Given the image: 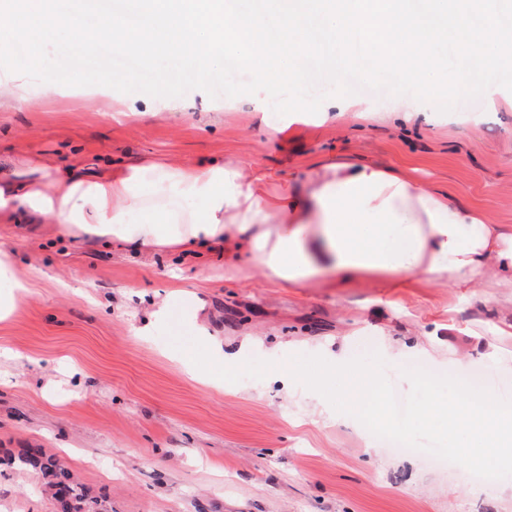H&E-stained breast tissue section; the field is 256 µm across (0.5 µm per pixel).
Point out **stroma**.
Masks as SVG:
<instances>
[{
	"mask_svg": "<svg viewBox=\"0 0 512 512\" xmlns=\"http://www.w3.org/2000/svg\"><path fill=\"white\" fill-rule=\"evenodd\" d=\"M191 107L169 98L116 119L118 91L59 86L44 96L27 83L25 102L0 111V158L43 157L80 167L137 163L154 156L199 163L252 157L286 172L319 156L357 155L448 189L493 224L512 225V108L461 102L451 120L429 125L348 116L267 139L265 93L210 98L194 89ZM29 292L0 321V512H56L37 474L3 465L23 448L61 457L112 512H512V477L480 479L464 467H435L431 455L391 452L367 428L351 430L334 409L318 411L299 383L246 377L215 389L200 384L181 352L153 326L155 304L186 330L198 310L225 355L246 336L251 356L379 352L399 397L406 367L465 375L512 397V337L500 335L512 290L481 288L278 287L230 270L224 256L198 260L161 249L142 256L100 239L76 241L54 224L0 227ZM183 278L175 293L174 275ZM434 339L433 355L407 354ZM469 357L466 367L456 361Z\"/></svg>",
	"mask_w": 512,
	"mask_h": 512,
	"instance_id": "35a3bbf8",
	"label": "stroma"
}]
</instances>
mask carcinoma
I'll return each instance as SVG.
<instances>
[{"mask_svg": "<svg viewBox=\"0 0 512 512\" xmlns=\"http://www.w3.org/2000/svg\"><path fill=\"white\" fill-rule=\"evenodd\" d=\"M11 463L39 472L59 512H112L107 500L91 495L64 462L53 455L38 448H28L12 458Z\"/></svg>", "mask_w": 512, "mask_h": 512, "instance_id": "cac0c4a2", "label": "carcinoma"}]
</instances>
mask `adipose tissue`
Wrapping results in <instances>:
<instances>
[{
  "label": "adipose tissue",
  "instance_id": "obj_1",
  "mask_svg": "<svg viewBox=\"0 0 512 512\" xmlns=\"http://www.w3.org/2000/svg\"><path fill=\"white\" fill-rule=\"evenodd\" d=\"M50 222L139 252L215 245L224 263L291 288H512V225L357 157L291 176L248 159L154 158L105 169L0 164V224ZM29 284L0 248V320Z\"/></svg>",
  "mask_w": 512,
  "mask_h": 512
}]
</instances>
